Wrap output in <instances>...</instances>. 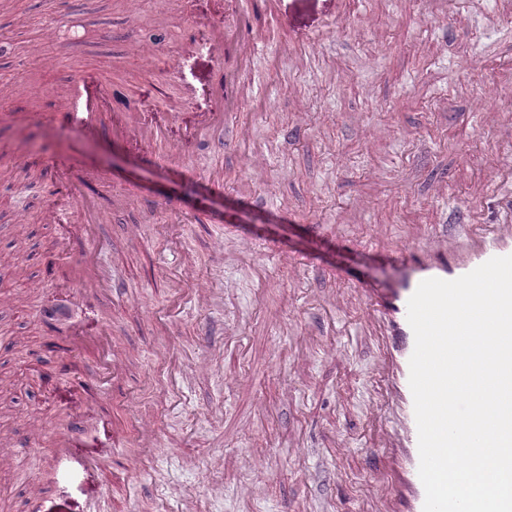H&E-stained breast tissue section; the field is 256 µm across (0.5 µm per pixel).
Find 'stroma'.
<instances>
[{
    "mask_svg": "<svg viewBox=\"0 0 512 512\" xmlns=\"http://www.w3.org/2000/svg\"><path fill=\"white\" fill-rule=\"evenodd\" d=\"M225 8H0V23L20 20L0 54V85L16 91L14 109L0 108V152L36 180L93 170L106 182L91 189L95 218L49 223L66 200L41 194L0 226V252L26 258L0 305V369L15 396L0 512H353L364 497L379 350L359 306L329 299L348 292L353 266L393 280L409 225L434 221V182L447 178L453 202L495 176L512 127V13L463 0L451 28L437 0H267L238 70L245 98L229 124L192 130L188 113L218 100L207 33L190 21ZM80 70L139 105L158 139L52 120ZM486 108L501 126H485ZM90 266L124 295L80 296ZM49 276L53 288L35 290ZM208 321L224 329L222 352L201 343ZM115 353L124 369L110 382ZM143 418L160 452L114 477ZM63 427L73 436L59 459ZM330 471L342 475L333 489Z\"/></svg>",
    "mask_w": 512,
    "mask_h": 512,
    "instance_id": "35a3bbf8",
    "label": "stroma"
}]
</instances>
